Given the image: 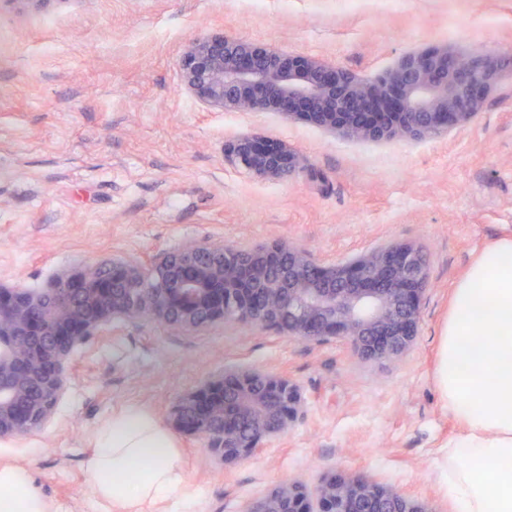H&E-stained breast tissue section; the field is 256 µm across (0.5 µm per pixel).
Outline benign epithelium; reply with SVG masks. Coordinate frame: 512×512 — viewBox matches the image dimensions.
<instances>
[{
  "mask_svg": "<svg viewBox=\"0 0 512 512\" xmlns=\"http://www.w3.org/2000/svg\"><path fill=\"white\" fill-rule=\"evenodd\" d=\"M179 67L185 90L206 108L276 112L367 141L433 138L470 121L501 73L494 58L437 46L361 80L340 65L220 33L191 40ZM227 157L274 180L303 166L287 147L248 134ZM427 282L425 260L410 245L319 266L288 242L250 251L195 244L148 264L87 265L41 289L0 283V438L44 426L67 388L73 353L117 320L186 331L246 320L302 340L344 339L365 363L393 362L415 336ZM301 405V389L288 378L227 371L184 395L171 423L231 463L287 432ZM316 494L321 512H438L364 477L330 476ZM247 512L313 510L305 487L286 480Z\"/></svg>",
  "mask_w": 512,
  "mask_h": 512,
  "instance_id": "obj_1",
  "label": "benign epithelium"
}]
</instances>
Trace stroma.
I'll return each mask as SVG.
<instances>
[{
    "label": "stroma",
    "instance_id": "obj_1",
    "mask_svg": "<svg viewBox=\"0 0 512 512\" xmlns=\"http://www.w3.org/2000/svg\"><path fill=\"white\" fill-rule=\"evenodd\" d=\"M212 32L339 64L368 79L444 45L512 56V0H0V282L40 288L102 261L147 263L187 245L292 242L321 266L394 243L429 269L417 336L396 362L366 365L345 340L217 322L192 332L115 322L71 357L45 425L0 439L57 512H107L86 460L97 426L173 404L227 369L297 382L290 428L231 466L173 432L188 477L155 512H244L283 480L370 477L453 512L438 383L453 288L488 244L512 235V71L482 112L439 137L360 141L275 112H222L182 87L178 59ZM243 134L286 145L302 171L269 180L230 165Z\"/></svg>",
    "mask_w": 512,
    "mask_h": 512
}]
</instances>
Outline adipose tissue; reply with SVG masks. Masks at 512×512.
Masks as SVG:
<instances>
[{"mask_svg":"<svg viewBox=\"0 0 512 512\" xmlns=\"http://www.w3.org/2000/svg\"><path fill=\"white\" fill-rule=\"evenodd\" d=\"M485 342L469 344L473 332ZM438 383L460 430L448 444L456 512H512V237L484 248L458 282L442 338ZM87 469L112 512H153L186 484L174 440L129 406L93 434ZM0 512H55L22 464L0 461Z\"/></svg>","mask_w":512,"mask_h":512,"instance_id":"adipose-tissue-1","label":"adipose tissue"}]
</instances>
